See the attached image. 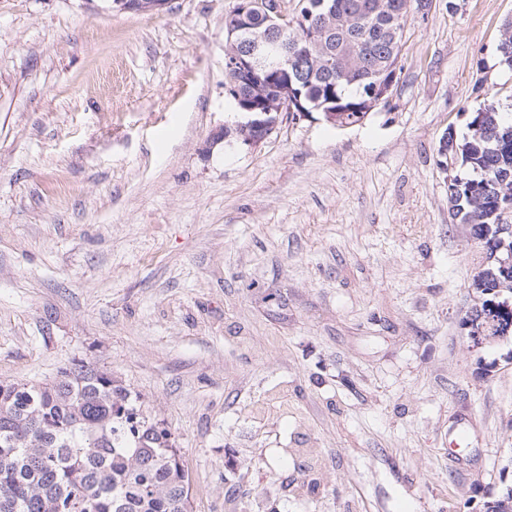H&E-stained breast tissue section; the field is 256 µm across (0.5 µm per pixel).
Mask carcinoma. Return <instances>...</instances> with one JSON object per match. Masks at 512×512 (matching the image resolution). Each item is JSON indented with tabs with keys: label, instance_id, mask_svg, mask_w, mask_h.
Returning a JSON list of instances; mask_svg holds the SVG:
<instances>
[{
	"label": "carcinoma",
	"instance_id": "obj_1",
	"mask_svg": "<svg viewBox=\"0 0 512 512\" xmlns=\"http://www.w3.org/2000/svg\"><path fill=\"white\" fill-rule=\"evenodd\" d=\"M311 0H298L285 37L297 43L293 88L306 108L336 114L334 125L361 123L372 111L374 85L401 70L403 35L418 0H326L334 28H323ZM512 69V23L498 45ZM261 93L277 98L287 81L275 58L259 71ZM469 135L450 154L438 146L437 165L458 170L448 181L454 218L483 240L489 263L476 288L488 335H512V287H502L500 260L512 233L500 232L512 206V114L485 105L471 112ZM140 396L112 373L83 360L50 382L0 381V512H190L189 474L173 434L146 413ZM512 512V488L485 504Z\"/></svg>",
	"mask_w": 512,
	"mask_h": 512
}]
</instances>
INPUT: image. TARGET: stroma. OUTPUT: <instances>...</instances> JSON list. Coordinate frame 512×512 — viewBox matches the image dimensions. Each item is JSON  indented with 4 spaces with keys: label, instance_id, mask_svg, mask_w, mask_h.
Instances as JSON below:
<instances>
[{
    "label": "stroma",
    "instance_id": "35a3bbf8",
    "mask_svg": "<svg viewBox=\"0 0 512 512\" xmlns=\"http://www.w3.org/2000/svg\"><path fill=\"white\" fill-rule=\"evenodd\" d=\"M234 4L0 0V381L112 372L191 512H484L512 486V336L463 337L486 254L436 150L512 110V0H433L389 107L281 114L256 146L210 140Z\"/></svg>",
    "mask_w": 512,
    "mask_h": 512
}]
</instances>
